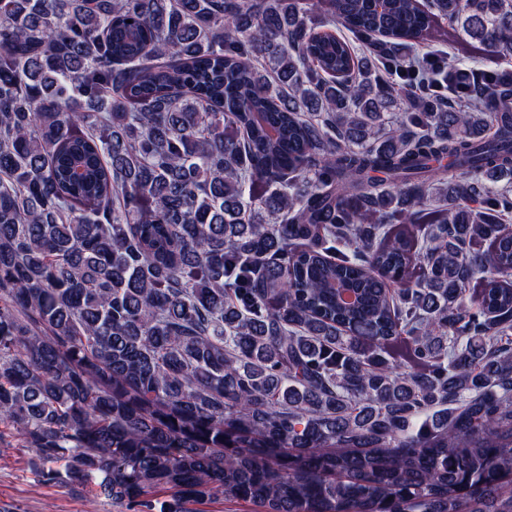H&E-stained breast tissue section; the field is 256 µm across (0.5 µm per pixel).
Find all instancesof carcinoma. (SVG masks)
<instances>
[{
	"label": "carcinoma",
	"instance_id": "obj_1",
	"mask_svg": "<svg viewBox=\"0 0 512 512\" xmlns=\"http://www.w3.org/2000/svg\"><path fill=\"white\" fill-rule=\"evenodd\" d=\"M441 19L512 59V0H0V440L138 512H512V77L414 96Z\"/></svg>",
	"mask_w": 512,
	"mask_h": 512
}]
</instances>
